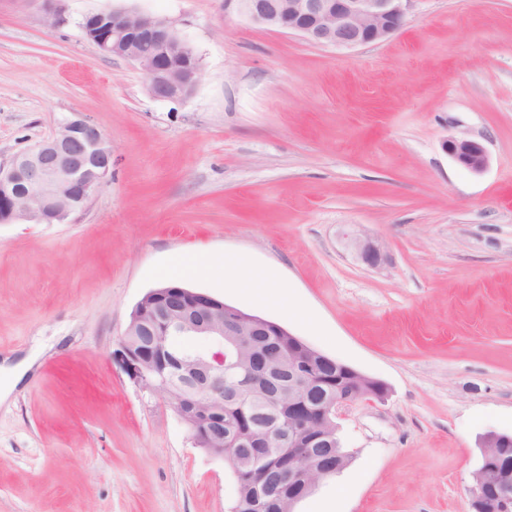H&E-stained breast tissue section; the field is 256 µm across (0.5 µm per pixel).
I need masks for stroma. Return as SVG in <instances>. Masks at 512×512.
Listing matches in <instances>:
<instances>
[{"label":"stroma","instance_id":"stroma-1","mask_svg":"<svg viewBox=\"0 0 512 512\" xmlns=\"http://www.w3.org/2000/svg\"><path fill=\"white\" fill-rule=\"evenodd\" d=\"M115 8L188 40L189 98H154L85 38L84 16ZM75 112L111 142V181L68 223L0 224V512H228L227 461L121 346L169 282L384 384L341 410L352 459L296 512H470L484 435L512 433V0H408L399 32L351 49L223 0H66L54 28L0 0V161ZM460 135L486 146L483 172L445 153ZM194 254L275 285L240 292ZM349 245L363 263L370 267H377L384 261L382 249L369 239L355 235Z\"/></svg>","mask_w":512,"mask_h":512}]
</instances>
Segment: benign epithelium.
Instances as JSON below:
<instances>
[{
  "label": "benign epithelium",
  "mask_w": 512,
  "mask_h": 512,
  "mask_svg": "<svg viewBox=\"0 0 512 512\" xmlns=\"http://www.w3.org/2000/svg\"><path fill=\"white\" fill-rule=\"evenodd\" d=\"M45 22L51 27L64 21L65 0H46ZM410 0H224L235 6L252 23L297 33L307 40L337 48H355L381 41L399 31ZM85 37L104 56L128 59L144 72L150 94L161 100L189 98L197 84L199 59L169 20L131 9H115L87 15L82 23ZM445 151L460 166L483 171L488 156L482 143L468 137H451ZM112 176V147L98 128L80 116L63 121L47 139L0 162V222L17 224H64L87 208L93 194ZM357 256L370 267L384 261L382 249L369 239L353 236L349 242ZM151 320L132 317L122 344L129 368L143 389L162 392L158 380L146 370L142 352L134 351L129 336H197L208 343L207 355L167 382L173 395L194 393L190 403L206 407L204 399L220 395L224 379L243 373L248 387L238 400L250 405L262 391L270 375L250 371L249 364L229 360L233 353L226 336H246L263 330L274 336L286 332L275 322L247 314L237 308L224 309V301L207 293L169 284L165 292L149 303ZM359 400L338 395L330 403L316 405L304 395L288 391V431L277 442L288 453L305 460L314 459L311 448L317 439L309 436L315 421H329ZM512 435L494 434L482 453L486 461L496 459ZM207 452L234 463L241 449L215 440ZM336 473V460L319 462V468L288 475V482L302 480L314 486ZM250 486L263 502L277 500L282 489L264 481L260 466L253 467ZM471 512H512V477L482 469L473 473L469 488Z\"/></svg>",
  "instance_id": "1"
}]
</instances>
